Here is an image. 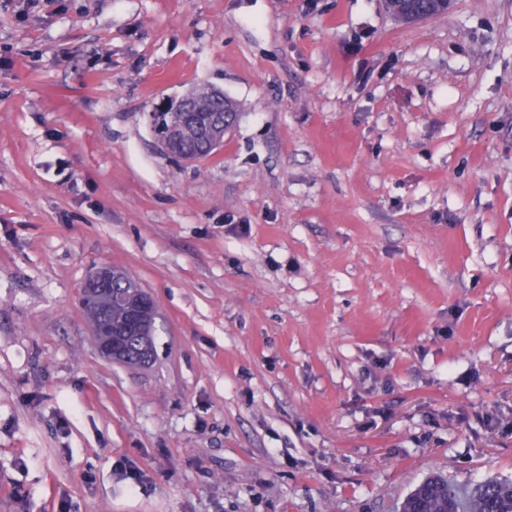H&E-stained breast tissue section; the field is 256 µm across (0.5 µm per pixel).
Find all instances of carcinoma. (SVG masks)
<instances>
[{
    "instance_id": "carcinoma-1",
    "label": "carcinoma",
    "mask_w": 512,
    "mask_h": 512,
    "mask_svg": "<svg viewBox=\"0 0 512 512\" xmlns=\"http://www.w3.org/2000/svg\"><path fill=\"white\" fill-rule=\"evenodd\" d=\"M141 288L127 274L115 272L112 277V307L103 313V320L119 325L125 319L126 303L138 294ZM156 308L144 313L143 335L129 336L124 348L129 355V363L137 365L142 358L141 347L149 345V356L156 355L153 326ZM420 498V512H512V480L487 479L460 486L447 478L434 475L426 478L411 493Z\"/></svg>"
}]
</instances>
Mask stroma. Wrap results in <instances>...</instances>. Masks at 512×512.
<instances>
[{"mask_svg": "<svg viewBox=\"0 0 512 512\" xmlns=\"http://www.w3.org/2000/svg\"><path fill=\"white\" fill-rule=\"evenodd\" d=\"M217 89L181 162L144 114ZM124 270L146 367L80 291ZM512 477V0H0V512H396ZM111 283L112 288H110ZM84 288L98 290L101 305L104 309L112 306L103 313V321H93L95 335L102 336L99 342L102 355L109 360L125 363L127 357L122 352L121 339L122 336H128L124 342L126 354H128L130 358L128 364H142V362L140 363L142 358L141 347L144 343L149 345V349L146 347L147 349L143 355V359L148 357V353L149 356H151L150 361L153 358L155 359L156 348L154 336H152L156 316L155 305L144 313L143 336H129L131 333L138 330L142 310L147 307L145 299L130 301L127 305L126 313V303L142 290L135 281L127 274L118 271H116L112 277V269L103 267L88 278L84 284ZM112 294L114 298H112ZM123 320L124 323L121 326L115 329L112 328L114 325L121 324Z\"/></svg>", "mask_w": 512, "mask_h": 512, "instance_id": "1", "label": "stroma"}]
</instances>
